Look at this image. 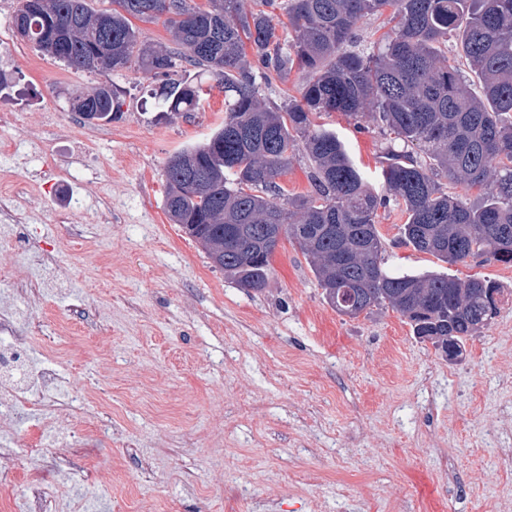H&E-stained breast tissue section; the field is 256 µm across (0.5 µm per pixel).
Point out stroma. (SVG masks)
<instances>
[{"label": "stroma", "mask_w": 512, "mask_h": 512, "mask_svg": "<svg viewBox=\"0 0 512 512\" xmlns=\"http://www.w3.org/2000/svg\"><path fill=\"white\" fill-rule=\"evenodd\" d=\"M0 0V195L26 244L0 248L37 366L60 383L38 410L0 409V453L57 433L62 458L0 467V512L29 487L47 512H512V302L447 360L398 313L340 315L297 243L282 239L265 290L236 286L168 219L165 164L224 120L210 72L192 115L158 117L147 75L112 72L121 118L84 124L98 83L16 37ZM375 190L391 134L334 112ZM405 215L378 212L385 269L451 271L512 291L492 257L447 266L403 244ZM45 286L13 302L16 283Z\"/></svg>", "instance_id": "1"}]
</instances>
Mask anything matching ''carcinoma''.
<instances>
[{
  "instance_id": "cac0c4a2",
  "label": "carcinoma",
  "mask_w": 512,
  "mask_h": 512,
  "mask_svg": "<svg viewBox=\"0 0 512 512\" xmlns=\"http://www.w3.org/2000/svg\"><path fill=\"white\" fill-rule=\"evenodd\" d=\"M295 37L281 41L278 9ZM391 10L394 26L357 46L359 22ZM163 21L174 47L146 46L133 20ZM14 28L34 48L71 69L104 78L136 66L151 74V97L165 112H194L204 89L178 76L187 64L218 77L224 123L208 141L188 146L165 166V210L173 223L219 260L224 277L263 291L279 232L294 239L326 300L340 314L391 308L414 335L448 354L498 313L480 277L438 271L391 273L379 260L378 210L395 203L406 215L403 242L450 266L491 254L512 265V0H18ZM456 31L475 93L448 61ZM112 50V67L92 62ZM305 75L299 97L285 105L261 98L257 79ZM117 91L99 89L73 104L86 123H109L123 112ZM341 112L378 116L402 143L381 161L378 194L336 132L313 116ZM303 151L311 191L290 196L276 178ZM446 178L468 190L467 203L448 193Z\"/></svg>"
}]
</instances>
